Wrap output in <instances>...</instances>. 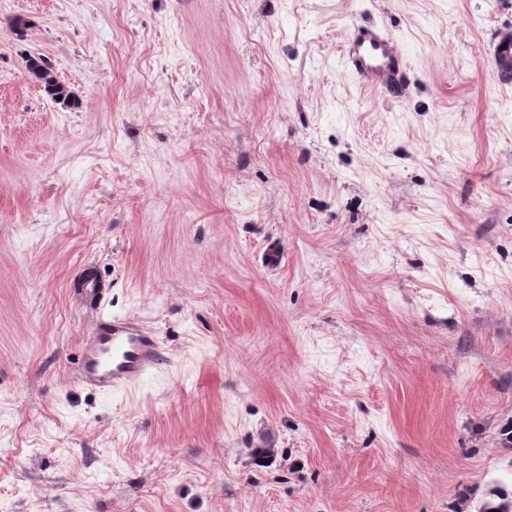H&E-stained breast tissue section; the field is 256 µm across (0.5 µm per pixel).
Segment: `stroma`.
<instances>
[{"label": "stroma", "mask_w": 512, "mask_h": 512, "mask_svg": "<svg viewBox=\"0 0 512 512\" xmlns=\"http://www.w3.org/2000/svg\"><path fill=\"white\" fill-rule=\"evenodd\" d=\"M369 19L408 83L347 73ZM509 33L512 0H0V512H455L511 479ZM105 314L166 356L109 395L74 380ZM25 67L30 74L42 85V91L54 102L63 105L75 104V92L57 78L53 65L43 56L27 55L24 58ZM61 96V100L57 97Z\"/></svg>", "instance_id": "35a3bbf8"}]
</instances>
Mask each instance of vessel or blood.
<instances>
[{
  "instance_id": "b4317fda",
  "label": "vessel or blood",
  "mask_w": 512,
  "mask_h": 512,
  "mask_svg": "<svg viewBox=\"0 0 512 512\" xmlns=\"http://www.w3.org/2000/svg\"><path fill=\"white\" fill-rule=\"evenodd\" d=\"M344 59L354 80L374 90L401 76L407 66L381 21L352 26ZM162 361L157 336L129 318L104 315L82 340L76 379L85 388L108 395L144 380Z\"/></svg>"
}]
</instances>
